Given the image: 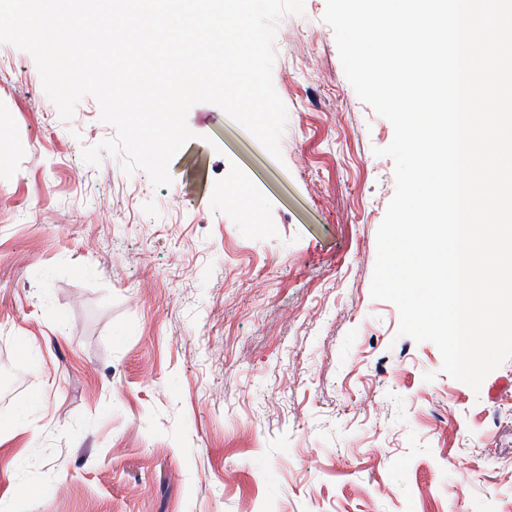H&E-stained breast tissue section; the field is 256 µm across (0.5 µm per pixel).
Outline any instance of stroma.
I'll return each mask as SVG.
<instances>
[{"label":"stroma","instance_id":"35a3bbf8","mask_svg":"<svg viewBox=\"0 0 512 512\" xmlns=\"http://www.w3.org/2000/svg\"><path fill=\"white\" fill-rule=\"evenodd\" d=\"M325 8L277 24L281 159L199 103L161 188L0 43V512H512V359L472 389L371 296L394 131Z\"/></svg>","mask_w":512,"mask_h":512}]
</instances>
